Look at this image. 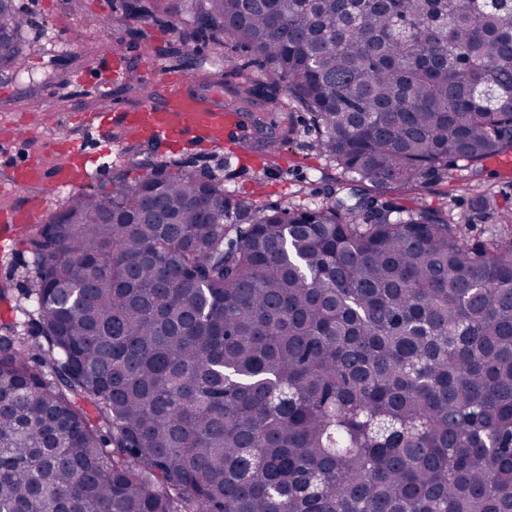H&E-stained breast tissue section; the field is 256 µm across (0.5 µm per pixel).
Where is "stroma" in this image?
<instances>
[{"label":"stroma","mask_w":512,"mask_h":512,"mask_svg":"<svg viewBox=\"0 0 512 512\" xmlns=\"http://www.w3.org/2000/svg\"><path fill=\"white\" fill-rule=\"evenodd\" d=\"M29 16L24 42L26 64L22 72L0 71V138L8 129L20 126L29 137L0 149V174L16 162L39 158L49 168L65 163V154L52 147L55 138L65 135L83 143L97 161L93 173L79 188L41 187L46 208L39 223L66 206L77 196L111 185L113 180H134L149 174L161 164L175 162L200 177L213 176L224 183L228 204L255 199L260 204L279 207L319 201L330 187L343 180L344 174L333 159L311 146L310 116L293 115L297 129L294 141L286 145L278 159H271L254 148L256 133L246 127V146L231 141L215 145L179 140L168 144L132 143L115 145L98 139L93 118L96 112L122 103L136 109L145 102V93L153 85L146 73L163 75L174 64L165 56L147 53L143 44L152 41L161 47L179 46L191 35L184 27L156 26L137 17H122L120 0H82L79 9H70L66 0H15ZM123 41L127 52V73L132 81L144 84V94L126 91L124 83L111 80L106 56L114 41ZM199 67L193 80L230 98L235 78H224V59L233 57L243 65L246 75L258 77L260 70L253 55L234 45L219 47L210 41L195 44ZM37 95L39 108H31L28 97ZM492 193L500 210L512 209V175L482 163L476 167L452 165L447 175L429 177L417 187L402 193H390L391 201L409 208L424 206L448 209V215L461 224L465 236L476 243L486 242L500 233L495 219L481 218L474 204L476 194ZM34 276V262L27 247L15 244L8 262H0V282L13 289L10 301H0V320H11L13 303L22 302Z\"/></svg>","instance_id":"stroma-1"}]
</instances>
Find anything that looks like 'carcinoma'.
<instances>
[{
	"mask_svg": "<svg viewBox=\"0 0 512 512\" xmlns=\"http://www.w3.org/2000/svg\"><path fill=\"white\" fill-rule=\"evenodd\" d=\"M182 21L252 51L236 100L310 113L348 179L232 210L162 167L33 227L36 334L0 323V512H512V245L384 199L512 153V0H183ZM28 24L0 0V67ZM295 134L283 116L269 155Z\"/></svg>",
	"mask_w": 512,
	"mask_h": 512,
	"instance_id": "carcinoma-1",
	"label": "carcinoma"
}]
</instances>
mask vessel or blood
<instances>
[{"label": "vessel or blood", "mask_w": 512, "mask_h": 512, "mask_svg": "<svg viewBox=\"0 0 512 512\" xmlns=\"http://www.w3.org/2000/svg\"><path fill=\"white\" fill-rule=\"evenodd\" d=\"M97 131L104 140L113 134L133 137L152 143H166L194 134L209 141L223 140L224 136L241 139L243 130L237 116L224 108L223 102L197 88L192 80L178 73L167 74L159 82L158 91L151 100L130 111H120L118 118L101 114ZM54 180L58 185H75L78 171L70 165L47 173L39 159L33 158L10 168L8 180L16 187H36ZM43 209L41 196L32 195L21 211L0 214V234L9 235L18 225L35 220Z\"/></svg>", "instance_id": "b4317fda"}]
</instances>
